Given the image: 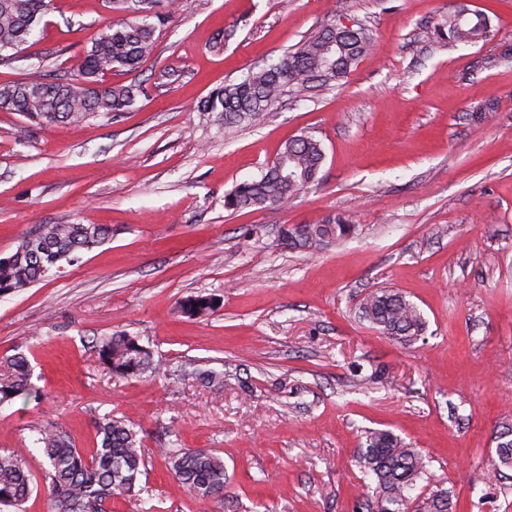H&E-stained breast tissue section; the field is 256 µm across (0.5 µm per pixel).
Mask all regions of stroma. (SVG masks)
Returning <instances> with one entry per match:
<instances>
[{
  "instance_id": "1",
  "label": "stroma",
  "mask_w": 512,
  "mask_h": 512,
  "mask_svg": "<svg viewBox=\"0 0 512 512\" xmlns=\"http://www.w3.org/2000/svg\"><path fill=\"white\" fill-rule=\"evenodd\" d=\"M485 12L489 39H427L450 12ZM373 47L340 85L283 97L264 124L225 133L198 103L281 57L334 19ZM105 0H54L0 83L39 70L75 76L110 22ZM154 58L115 68L134 106L79 125L0 110V256L44 224H107L112 236L38 284L0 295V358L24 353L41 396L0 406V451L54 426L94 445L95 413L141 429L153 512H367L375 486L354 459L389 430L429 456L455 512H512V469L494 436L512 425V0H179ZM495 66H488V59ZM497 110L475 124L474 105ZM309 133L326 161L286 209L231 212L224 195ZM342 214L345 241L292 249L283 228ZM380 288L414 302L411 344L359 319ZM214 299L206 319L178 310ZM137 337L175 377L126 379L95 341ZM223 374L204 384L199 373ZM224 459V499L204 504L157 449Z\"/></svg>"
}]
</instances>
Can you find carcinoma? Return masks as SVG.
I'll use <instances>...</instances> for the list:
<instances>
[{"mask_svg": "<svg viewBox=\"0 0 512 512\" xmlns=\"http://www.w3.org/2000/svg\"><path fill=\"white\" fill-rule=\"evenodd\" d=\"M51 0H0V64L10 62L28 42L50 10ZM109 9L124 14L91 41L78 66V78L32 73L20 81L0 83V109L17 112L37 123L78 124L91 117L124 112L135 101L132 86L106 85L103 77L121 67L136 70L153 55L156 24L171 14L175 0H107ZM454 45L474 46L490 36L483 12L464 9L448 14V22L427 32ZM372 47L370 30L362 23L346 28L332 20L303 39L277 61L256 65L237 83L214 91L198 106L224 120V131L261 124L285 94L339 83L348 77ZM326 154L320 140L304 134L287 141L261 175L235 185L224 195L228 211L284 207L318 181ZM356 225L342 215L315 224H293L282 231L292 249H321L355 234ZM112 234L106 224H45L23 237L16 250L0 257V293L25 289L61 263L104 242ZM211 299L190 296L180 310L204 318ZM358 315L383 334L409 344L425 330L426 321L412 301L391 289H377L358 304ZM100 361L120 377L166 374L165 364L151 350L126 335H110L97 344ZM28 357L17 353L0 361V405L17 398L39 397ZM96 447L90 456L69 437L52 428L39 431L35 443L45 460L42 473L51 512H109L112 499L135 497L145 503L152 491L142 481L146 471L143 438L123 417L104 415L95 423ZM161 452L176 480L202 502L224 497L226 472L212 452L182 447L177 433ZM498 464L512 468V428L505 427L496 445ZM358 463L376 480L370 512H452L445 483L430 473V461L418 448L388 430L370 431L359 448ZM428 492L412 495L420 481ZM33 492V475L22 453H0V505L21 512Z\"/></svg>", "mask_w": 512, "mask_h": 512, "instance_id": "cac0c4a2", "label": "carcinoma"}]
</instances>
